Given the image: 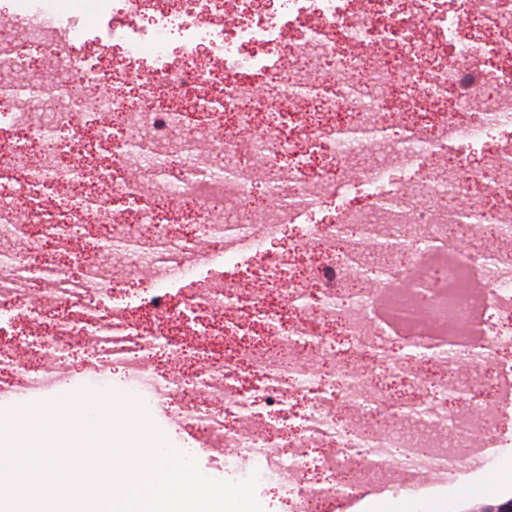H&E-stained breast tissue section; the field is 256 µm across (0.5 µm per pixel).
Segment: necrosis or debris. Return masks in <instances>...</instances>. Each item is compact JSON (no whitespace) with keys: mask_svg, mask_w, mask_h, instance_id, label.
I'll return each mask as SVG.
<instances>
[{"mask_svg":"<svg viewBox=\"0 0 512 512\" xmlns=\"http://www.w3.org/2000/svg\"><path fill=\"white\" fill-rule=\"evenodd\" d=\"M9 2L15 22L0 40V89L40 85L43 60L62 38L78 81L45 94L42 123L24 99L0 113V127L18 134L0 147V240L20 238L22 197L41 230L27 247L70 246L93 211L119 260L106 266L70 247L45 268L50 293L77 308L38 330L39 309L24 304L21 254L0 252L1 397L64 382L60 354L79 348L86 372L113 363L151 405L196 431L209 469L278 485L288 512H330L365 474L382 487L428 471L443 477L468 465L464 451L476 441L498 447L495 422L512 406V0H161L156 10L151 0H81L79 15L70 0ZM87 15L107 19L113 47L151 59L137 99L117 96L111 70L88 54ZM171 48L173 64L164 59ZM433 52L449 59L433 83L441 108L417 87ZM401 55L411 71L397 84ZM218 69V100L172 107ZM283 69L288 94L315 98L324 115L285 112L278 86L258 91L256 77ZM399 106L410 122L387 123ZM261 111L305 136L259 124ZM77 113L113 118L85 142L87 151L109 150L91 180L60 155ZM215 125L220 135L202 145L182 135ZM59 185L78 191V205L44 209V190ZM352 190L365 205H337ZM258 192L276 201L263 207L260 229L235 223ZM461 193L484 199L463 220L448 204ZM133 196L142 207L130 218L123 205ZM166 197L218 213L204 228L215 241L213 276L199 275L198 239L176 231ZM319 209L326 218L313 220ZM296 224L303 230L291 249L273 251ZM478 224L488 225L489 245L460 250ZM431 241L455 251L453 263L424 271L422 301L399 297L378 315L377 293ZM307 256L308 276L297 266ZM169 265L188 280V295L174 298L155 278ZM89 275L104 283L91 296L81 288ZM133 277L150 282L137 301L104 307L112 285ZM249 278L261 289L244 291ZM392 341L406 358L437 363L435 395L422 393L416 370L397 386L364 373ZM162 351L182 360L180 375L152 367ZM248 371L256 382L247 388ZM187 381L200 398H181ZM292 393L310 403L291 432ZM352 457L364 460L363 472L349 468Z\"/></svg>","mask_w":512,"mask_h":512,"instance_id":"obj_1","label":"necrosis or debris"}]
</instances>
